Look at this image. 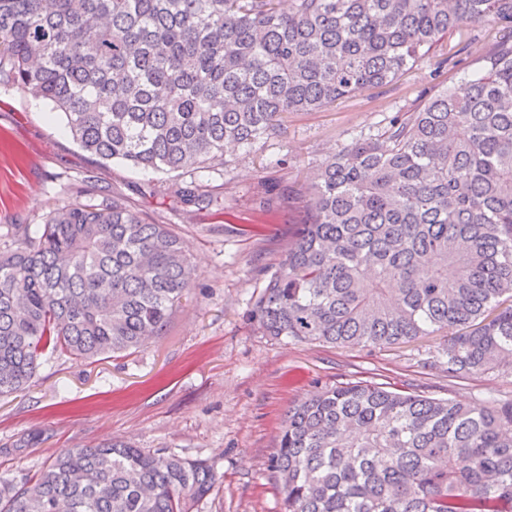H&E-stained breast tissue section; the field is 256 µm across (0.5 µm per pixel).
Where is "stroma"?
<instances>
[{
    "instance_id": "1",
    "label": "stroma",
    "mask_w": 512,
    "mask_h": 512,
    "mask_svg": "<svg viewBox=\"0 0 512 512\" xmlns=\"http://www.w3.org/2000/svg\"><path fill=\"white\" fill-rule=\"evenodd\" d=\"M428 69L356 93L319 112H295L280 135L224 153L192 175L136 171L100 162L64 130L51 105L0 86V231L38 226L91 181L120 195L182 238L196 279L161 336L122 358L45 357L30 385L0 396V481L36 476L68 448L120 440L154 453L212 464L215 490L198 512H283L269 470L286 414L327 387L371 381L473 406L512 391V377L449 381L429 367L446 334L389 348L279 342L247 313L285 256L298 213L282 198L265 207L263 181L309 186L316 164L376 129L415 99ZM205 186L204 209L182 205L177 187Z\"/></svg>"
}]
</instances>
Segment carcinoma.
<instances>
[{
    "instance_id": "carcinoma-1",
    "label": "carcinoma",
    "mask_w": 512,
    "mask_h": 512,
    "mask_svg": "<svg viewBox=\"0 0 512 512\" xmlns=\"http://www.w3.org/2000/svg\"><path fill=\"white\" fill-rule=\"evenodd\" d=\"M512 0H0V85L52 104L90 155L192 173L426 63ZM249 320L382 348L446 332L450 381L512 374V34L320 163ZM175 193L212 202L195 185ZM196 278L181 238L95 186L0 234V395L58 349L120 357L162 334ZM269 469L284 512H512V392L476 410L358 381L288 410ZM212 465L114 441L0 487V512H193Z\"/></svg>"
}]
</instances>
